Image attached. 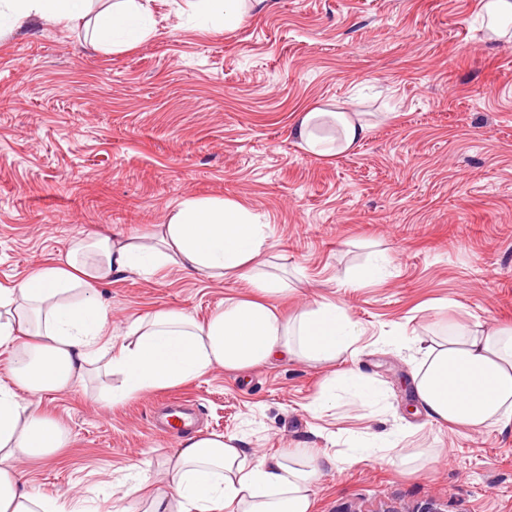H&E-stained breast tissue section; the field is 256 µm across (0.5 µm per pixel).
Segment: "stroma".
Returning a JSON list of instances; mask_svg holds the SVG:
<instances>
[{
	"mask_svg": "<svg viewBox=\"0 0 512 512\" xmlns=\"http://www.w3.org/2000/svg\"><path fill=\"white\" fill-rule=\"evenodd\" d=\"M482 0H269L234 31L199 26L152 0L151 34L100 52L86 22L38 21L0 38V286L24 280L74 240L150 235L184 197L239 201L272 229L268 272L291 291L286 316L324 297L362 334L351 353L246 371L221 368L119 405L112 376L45 393L39 409L68 443L17 467L35 492L79 512H137L124 483L165 489L182 444L159 424L190 404L204 433L250 452H335L312 512H512V429L433 422L412 384L420 340L444 321L512 325V45L487 38ZM336 102L372 132L333 158L303 152L296 112ZM385 274L359 280L370 261ZM107 334L175 309L206 321L247 279L168 268L98 285ZM401 329L402 340L392 332ZM374 379L381 401L344 397L310 415L335 375ZM401 436L419 470L347 457L356 441Z\"/></svg>",
	"mask_w": 512,
	"mask_h": 512,
	"instance_id": "1",
	"label": "stroma"
}]
</instances>
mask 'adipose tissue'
Wrapping results in <instances>:
<instances>
[{"mask_svg":"<svg viewBox=\"0 0 512 512\" xmlns=\"http://www.w3.org/2000/svg\"><path fill=\"white\" fill-rule=\"evenodd\" d=\"M12 26L38 20L91 19L98 51L135 45L150 33L151 0H1ZM267 0H194L198 18L234 31ZM371 131L362 113L315 108L299 113L292 135L305 153L331 158L355 149ZM271 229L242 203L179 201L147 241L120 235L73 243L64 257L38 267L10 288L0 287V349L11 351L9 380L0 383V512H66L64 504L32 493L16 463L65 447L62 425L33 405L34 396L65 391L102 369L121 377L113 402L195 380L214 368L247 370L276 360L336 361L360 330L336 302L319 299L282 318L267 303L279 280L257 274ZM220 280L248 276L249 297H229L208 321L177 310L134 320L117 351L105 338L108 315L95 287L118 273L146 277L161 268ZM416 397L427 416L472 431L512 427V326L454 325L430 339L414 369ZM366 399L377 393L365 377L332 378L310 405L316 414L338 392ZM333 454L291 448L277 457L249 454L237 438L188 437L166 459V491L142 502L143 512H311L313 487Z\"/></svg>","mask_w":512,"mask_h":512,"instance_id":"obj_1","label":"adipose tissue"}]
</instances>
